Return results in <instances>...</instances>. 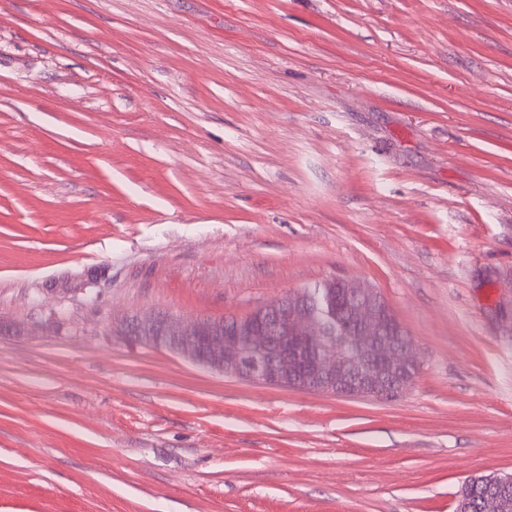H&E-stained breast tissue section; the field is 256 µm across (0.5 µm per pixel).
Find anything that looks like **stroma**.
Wrapping results in <instances>:
<instances>
[{"instance_id": "stroma-1", "label": "stroma", "mask_w": 512, "mask_h": 512, "mask_svg": "<svg viewBox=\"0 0 512 512\" xmlns=\"http://www.w3.org/2000/svg\"><path fill=\"white\" fill-rule=\"evenodd\" d=\"M375 288L389 399L117 333ZM512 472V0H0V512H456Z\"/></svg>"}]
</instances>
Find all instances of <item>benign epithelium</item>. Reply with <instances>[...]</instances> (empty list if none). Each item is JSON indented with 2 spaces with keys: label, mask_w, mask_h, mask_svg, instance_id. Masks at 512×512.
<instances>
[{
  "label": "benign epithelium",
  "mask_w": 512,
  "mask_h": 512,
  "mask_svg": "<svg viewBox=\"0 0 512 512\" xmlns=\"http://www.w3.org/2000/svg\"><path fill=\"white\" fill-rule=\"evenodd\" d=\"M339 299L355 324L344 340L361 355L358 377L350 379L339 351L321 347L327 324L295 290L260 308L249 318L228 324L196 321L182 325L168 316L127 322L123 335L153 347L182 353L194 363L222 373L243 375L249 381L272 386L334 394L370 390L384 399L410 381L400 378L418 367L413 344H397L382 336L391 309L380 304L371 286L341 281ZM484 503L507 504L512 497V476L491 474L480 481Z\"/></svg>",
  "instance_id": "1"
}]
</instances>
